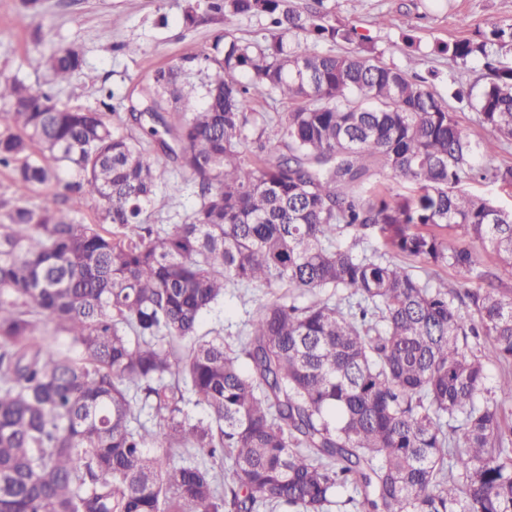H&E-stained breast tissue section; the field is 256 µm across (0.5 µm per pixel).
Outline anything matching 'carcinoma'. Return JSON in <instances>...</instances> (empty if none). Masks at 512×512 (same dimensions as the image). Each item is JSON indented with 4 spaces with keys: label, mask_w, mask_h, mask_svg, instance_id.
<instances>
[{
    "label": "carcinoma",
    "mask_w": 512,
    "mask_h": 512,
    "mask_svg": "<svg viewBox=\"0 0 512 512\" xmlns=\"http://www.w3.org/2000/svg\"><path fill=\"white\" fill-rule=\"evenodd\" d=\"M206 10L267 17L269 36L226 33L216 53L156 71L127 117L153 150L111 122L110 91L83 110L0 77V166L20 188L65 166L66 190L98 203L78 224L50 191L0 222V512H329L340 489L357 512H512V372L485 387L486 362L512 365V290L497 286L512 278V209L461 189L512 186L511 165H476L512 142V69L486 62L495 79L476 110L492 140L473 142L426 81L361 51L287 44L292 31L354 41L318 9ZM444 51L490 56L467 39ZM45 65L59 82L83 73L72 47ZM256 93L288 105L273 150ZM168 159L200 203L164 229L142 216L164 206ZM378 167L409 191L366 187ZM441 266L482 283L471 309L433 276ZM229 286L308 301L258 300L235 341L199 334ZM47 323L79 356L44 339ZM191 399L205 417L185 413ZM181 448L206 459L176 462Z\"/></svg>",
    "instance_id": "carcinoma-1"
}]
</instances>
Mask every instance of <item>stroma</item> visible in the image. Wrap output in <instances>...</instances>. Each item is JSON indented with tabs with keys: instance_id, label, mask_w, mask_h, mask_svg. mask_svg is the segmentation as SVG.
<instances>
[{
	"instance_id": "1",
	"label": "stroma",
	"mask_w": 512,
	"mask_h": 512,
	"mask_svg": "<svg viewBox=\"0 0 512 512\" xmlns=\"http://www.w3.org/2000/svg\"><path fill=\"white\" fill-rule=\"evenodd\" d=\"M204 0H41L38 12L20 0H0V75L27 84L53 88L60 104L95 108L100 92L114 93L116 112L127 114L139 105L155 70L171 66L189 50L210 49L215 38L231 32L244 41L262 38L264 18H245L225 24L204 13L190 26L183 17L189 5ZM299 11L314 8V0H294ZM331 23L356 29L383 63L411 74L433 76L437 91L448 100L463 132L472 140L488 132L465 101L454 99L462 89L478 95L494 75L479 57L455 59L443 53L444 44L484 40L492 26L512 27V0H323L319 4ZM77 45L93 81L74 78L55 82L42 57L51 48ZM137 45V53L126 50ZM167 205L147 211L145 223L168 228L184 223L200 203L190 175L170 167L161 187ZM257 289L229 288L218 304L204 312L203 331L220 330L224 338L243 335L244 323L260 297Z\"/></svg>"
}]
</instances>
